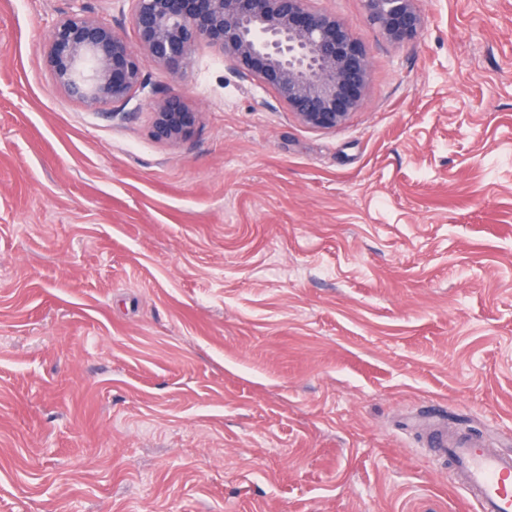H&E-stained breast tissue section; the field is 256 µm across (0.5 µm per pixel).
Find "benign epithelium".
<instances>
[{
	"label": "benign epithelium",
	"mask_w": 512,
	"mask_h": 512,
	"mask_svg": "<svg viewBox=\"0 0 512 512\" xmlns=\"http://www.w3.org/2000/svg\"><path fill=\"white\" fill-rule=\"evenodd\" d=\"M136 44L81 11L46 37L58 87L94 107L126 102L145 84L148 65L183 78L205 43L243 76L270 88L304 126L334 130L363 104L370 79L366 50L352 26L307 7V0H131ZM418 0H365L370 20L395 42L423 27ZM152 134L190 139L198 122L174 93L152 106Z\"/></svg>",
	"instance_id": "7a95c632"
}]
</instances>
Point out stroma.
Masks as SVG:
<instances>
[{
  "mask_svg": "<svg viewBox=\"0 0 512 512\" xmlns=\"http://www.w3.org/2000/svg\"><path fill=\"white\" fill-rule=\"evenodd\" d=\"M333 130L198 45L92 108L0 0V512H469L432 419L512 450V0H419ZM181 92L194 136H151Z\"/></svg>",
  "mask_w": 512,
  "mask_h": 512,
  "instance_id": "stroma-1",
  "label": "stroma"
}]
</instances>
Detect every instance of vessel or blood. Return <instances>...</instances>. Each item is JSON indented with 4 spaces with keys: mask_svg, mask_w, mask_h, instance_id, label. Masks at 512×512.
Returning <instances> with one entry per match:
<instances>
[{
    "mask_svg": "<svg viewBox=\"0 0 512 512\" xmlns=\"http://www.w3.org/2000/svg\"><path fill=\"white\" fill-rule=\"evenodd\" d=\"M427 445L450 468V476L473 512H512V452H490L484 439L432 422Z\"/></svg>",
    "mask_w": 512,
    "mask_h": 512,
    "instance_id": "obj_1",
    "label": "vessel or blood"
}]
</instances>
